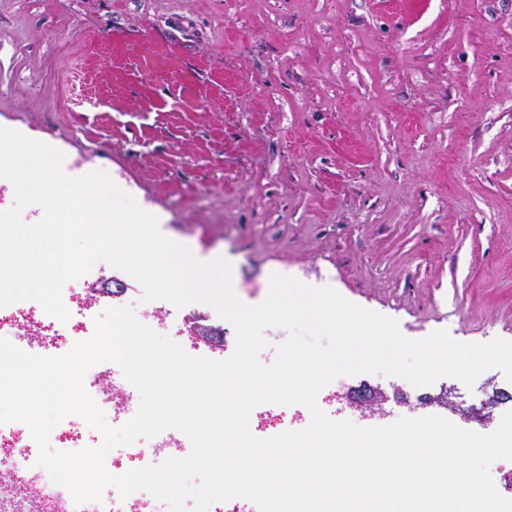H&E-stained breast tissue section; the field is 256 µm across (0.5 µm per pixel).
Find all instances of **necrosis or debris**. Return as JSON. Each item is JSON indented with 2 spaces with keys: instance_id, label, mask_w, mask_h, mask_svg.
<instances>
[{
  "instance_id": "4bbe7bcc",
  "label": "necrosis or debris",
  "mask_w": 512,
  "mask_h": 512,
  "mask_svg": "<svg viewBox=\"0 0 512 512\" xmlns=\"http://www.w3.org/2000/svg\"><path fill=\"white\" fill-rule=\"evenodd\" d=\"M105 275V269L96 266L64 286L62 299L69 312L64 322L46 314L39 303L31 300L0 307V337L30 354L58 356L69 352L95 331L101 309L98 284ZM84 387L110 426L123 425L138 409L137 391L117 365L101 362L92 366L84 377ZM299 418V413L289 412L284 406H262L251 411L249 429L254 437L267 439L292 430ZM186 441L185 433L169 428L154 437L150 448L131 444L112 449L105 458V467L110 474L120 475L132 468L154 466L169 449ZM49 442L57 450L75 452L98 447L102 435L80 416L71 415L53 429ZM38 455L26 424L0 425V499L36 501L43 512H171L168 503L148 491L138 490L124 497L113 486L105 488L100 499L75 503L67 488L54 484L47 471L37 466Z\"/></svg>"
}]
</instances>
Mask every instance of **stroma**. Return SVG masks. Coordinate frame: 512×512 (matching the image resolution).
Returning a JSON list of instances; mask_svg holds the SVG:
<instances>
[{
	"mask_svg": "<svg viewBox=\"0 0 512 512\" xmlns=\"http://www.w3.org/2000/svg\"><path fill=\"white\" fill-rule=\"evenodd\" d=\"M0 127L106 171L246 305L273 274L330 287L420 340L512 341V0H0ZM488 434L473 386L334 379L329 417L433 415ZM384 392L383 417L347 397Z\"/></svg>",
	"mask_w": 512,
	"mask_h": 512,
	"instance_id": "1",
	"label": "stroma"
}]
</instances>
